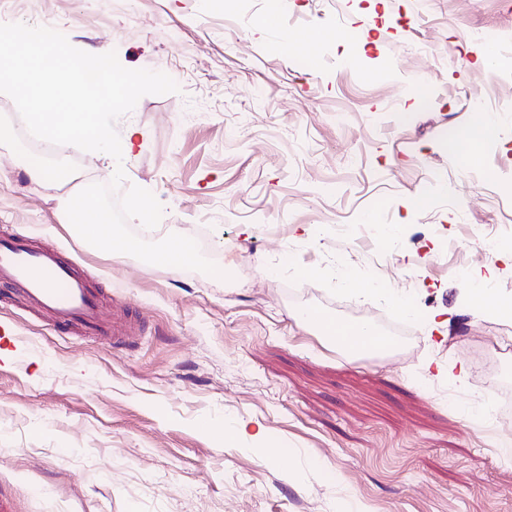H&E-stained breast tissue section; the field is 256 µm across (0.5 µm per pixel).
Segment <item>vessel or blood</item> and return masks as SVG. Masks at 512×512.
Listing matches in <instances>:
<instances>
[{"mask_svg": "<svg viewBox=\"0 0 512 512\" xmlns=\"http://www.w3.org/2000/svg\"><path fill=\"white\" fill-rule=\"evenodd\" d=\"M14 288L35 312L63 327L90 336L111 333L114 345L126 342L130 328L107 323L96 292L72 265L29 242L0 238V284Z\"/></svg>", "mask_w": 512, "mask_h": 512, "instance_id": "obj_1", "label": "vessel or blood"}]
</instances>
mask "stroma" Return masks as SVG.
<instances>
[{
	"mask_svg": "<svg viewBox=\"0 0 512 512\" xmlns=\"http://www.w3.org/2000/svg\"><path fill=\"white\" fill-rule=\"evenodd\" d=\"M270 13L287 37L259 27ZM47 14L76 48L181 91L117 119L137 131L119 163L39 150L0 93V237L59 252L105 309L144 323L116 349L0 288V512H512L479 393L493 353L512 385V320L461 279L491 278L487 306L512 298V262L484 248L512 228V0H11L0 19ZM477 112L499 130L472 171L447 142ZM37 159L76 184L32 180ZM119 165L163 207L129 229L205 240L226 279L93 248L64 223L67 197ZM369 215L403 227L389 260L351 236ZM343 269L413 297L404 362L346 354L298 319L401 320L342 291ZM451 363L465 384L438 376ZM234 423L246 437L221 440Z\"/></svg>",
	"mask_w": 512,
	"mask_h": 512,
	"instance_id": "35a3bbf8",
	"label": "stroma"
}]
</instances>
